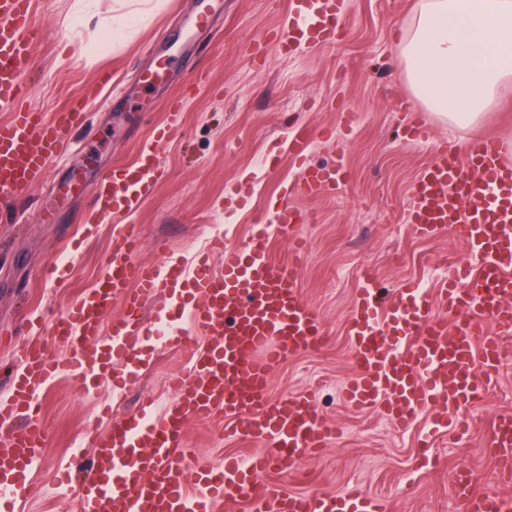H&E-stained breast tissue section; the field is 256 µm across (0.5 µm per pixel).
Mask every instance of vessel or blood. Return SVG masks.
<instances>
[{
  "label": "vessel or blood",
  "instance_id": "b4317fda",
  "mask_svg": "<svg viewBox=\"0 0 512 512\" xmlns=\"http://www.w3.org/2000/svg\"><path fill=\"white\" fill-rule=\"evenodd\" d=\"M345 0H290L288 30L281 50L319 49L333 44L343 24ZM35 0H0V202L42 182L61 150L64 130L86 121L85 101L52 117L23 107L24 65L36 40ZM181 105L170 107L165 130L135 163L108 174L92 191L98 215L134 212L158 179L159 149L180 127ZM308 130L297 131L288 151L301 165L299 190L324 196L347 177L342 166L306 162ZM512 146L479 136L463 148L436 147L431 162L411 187L407 221L423 238L442 234L464 246L468 258L449 265L435 291L409 283L394 300L379 296L376 276L364 272L348 316L357 375L344 388L358 408H380L394 426L406 428L422 414L436 426L453 425L460 411L484 399L501 360V334L512 331ZM308 212L282 205L274 223L258 220L242 246L212 243L223 266H200L186 277L182 266L136 262L140 236L134 225L112 227V247L97 288L56 317L50 334L69 354L50 361L40 342L20 351L21 370L13 393L0 401V421L17 426L0 443V512H15L27 474L47 442L35 390L64 373L80 388L109 378L125 385L139 379L140 357L131 337L149 335L148 304L169 289L179 300L167 322L176 328L166 344L184 346L204 335L207 343L170 385L173 404L150 414L151 399L113 423L109 432L90 433L89 465L76 472L79 512H217L245 498L254 512H386L384 504L351 488L337 494L272 488L271 472L290 471L302 458L334 439L337 430L319 411L314 393L274 398L273 369L289 357L323 348L328 336L315 310L301 295L295 266L271 255L273 233L288 236L294 251ZM120 314H113L114 302ZM188 327H181V317ZM207 419L225 434L259 451L225 456L219 466L198 469L181 450L188 418ZM496 476L512 482V412L498 413L490 429ZM456 494L464 512H512V496L480 489L476 475L460 469Z\"/></svg>",
  "mask_w": 512,
  "mask_h": 512
}]
</instances>
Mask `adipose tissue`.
Returning <instances> with one entry per match:
<instances>
[{
    "label": "adipose tissue",
    "instance_id": "1",
    "mask_svg": "<svg viewBox=\"0 0 512 512\" xmlns=\"http://www.w3.org/2000/svg\"><path fill=\"white\" fill-rule=\"evenodd\" d=\"M148 18L133 10L105 21L88 57L107 55ZM400 53L407 85L427 111L476 125L512 95V0H418Z\"/></svg>",
    "mask_w": 512,
    "mask_h": 512
}]
</instances>
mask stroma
I'll use <instances>...</instances> for the list:
<instances>
[{
    "mask_svg": "<svg viewBox=\"0 0 512 512\" xmlns=\"http://www.w3.org/2000/svg\"><path fill=\"white\" fill-rule=\"evenodd\" d=\"M289 0H148L151 20L130 40L98 60L83 58L103 20L137 9L136 0H95V13L78 34L68 31L74 0H36L39 38L26 68L24 100L50 114L96 87L87 120L67 130L64 155L50 165L48 182L31 187L0 218V399L9 393L13 346L39 338L51 359L63 346L50 340V325L99 279L112 244V224L93 230L89 191L102 171L136 160L171 99H181L184 121L159 151L163 176L139 209L122 216L136 225L143 263L173 261L195 270L201 258L213 269V237L225 246L243 244L259 213L272 208L299 170L288 155L296 129L312 130L309 162H342L347 180L336 193L293 197L309 211L302 225L305 247L294 258L291 245L274 235L277 262H298L301 294L317 311L328 344L317 352L288 358L273 373V396L315 393L322 415L339 432L332 443L299 463L297 473L270 476L272 487L293 492L337 493L351 486L385 500L390 512H461L454 493L460 468L478 475L480 486L498 490L489 450V422L512 410V340L487 398L463 410L457 431L439 433L428 453L418 442L430 433L422 417L405 430L386 423L377 410H360L341 395L355 374L347 316L363 268L376 272L384 296L407 279L433 290L447 258H465L462 245L447 235L416 237L405 219L410 187L428 165L434 145L462 144L489 135L512 142V101L486 113L473 128L438 120L412 96L399 53V39L417 0H347L346 22L334 45L283 53L276 44L288 23ZM211 14L198 27L200 8ZM258 49L244 55L243 42ZM415 120L431 126V140L404 138ZM248 181L244 205L229 201L234 187ZM56 264L63 283L39 280L40 269ZM143 354L137 387L120 390L105 381L80 392L58 374L36 389L45 448L27 475V491L16 512H77L78 490L57 477L86 458L85 434L107 430L112 421L151 397L156 409L175 397L170 377L188 363L177 346L139 343ZM184 444L191 463L219 464L225 455L245 456L252 448L194 419L185 423Z\"/></svg>",
    "mask_w": 512,
    "mask_h": 512,
    "instance_id": "obj_1",
    "label": "stroma"
}]
</instances>
